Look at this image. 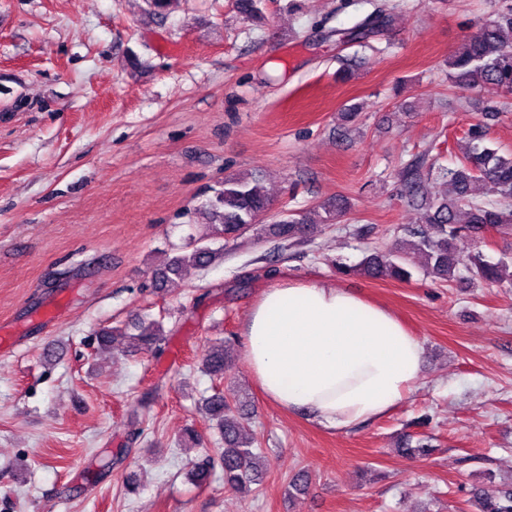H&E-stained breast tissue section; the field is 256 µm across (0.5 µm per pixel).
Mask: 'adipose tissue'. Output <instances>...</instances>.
<instances>
[{"instance_id":"1","label":"adipose tissue","mask_w":512,"mask_h":512,"mask_svg":"<svg viewBox=\"0 0 512 512\" xmlns=\"http://www.w3.org/2000/svg\"><path fill=\"white\" fill-rule=\"evenodd\" d=\"M244 338L251 373L278 408L338 429L395 407L424 359L420 341L387 309L314 282L267 288Z\"/></svg>"}]
</instances>
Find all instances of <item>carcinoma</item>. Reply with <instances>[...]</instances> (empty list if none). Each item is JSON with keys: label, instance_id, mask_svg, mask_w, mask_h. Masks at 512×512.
<instances>
[{"label": "carcinoma", "instance_id": "obj_1", "mask_svg": "<svg viewBox=\"0 0 512 512\" xmlns=\"http://www.w3.org/2000/svg\"><path fill=\"white\" fill-rule=\"evenodd\" d=\"M238 12L246 18L263 16L264 0H235ZM391 16L383 10L356 23L351 35L362 38L380 25L390 22ZM448 80L466 91H512V8L488 19L481 35L467 40L455 58L448 63ZM466 147L460 164L452 169L437 168L421 157L401 172L402 180L413 194L422 193L425 181L431 177L444 180L452 186L451 194L427 197L423 205L421 223L403 228L412 239V251L400 247L376 251L366 256L345 273H356L372 279L393 278L409 280L415 269L413 256L421 258L423 273L435 280L447 282L455 276L459 264L455 241L461 236L479 238L494 229L501 233L512 231V152H499L485 145L486 130L481 122L469 126ZM261 175L256 172L232 174L224 178L220 188L194 209V218L205 224L206 232L193 239L180 252L168 258L156 269L151 287L160 289L182 278L184 271L193 267L206 270L224 259V244L220 240L238 238L262 229L259 218L271 212L268 197L261 187ZM489 185L498 201L486 203L472 197L475 183ZM348 202L342 197L322 202L308 211L279 213L270 225V231L283 244L302 237L311 224H333L346 213ZM474 276L487 282H500L512 277L509 264L500 259L491 262L477 251L470 258ZM166 335L163 323L140 318L123 328L103 330L97 338L98 349H106L115 336H129L138 349L150 351ZM207 373L220 377L224 374V347L213 345L202 358ZM205 408L224 439V483L232 489L248 493L257 478L258 456L253 442L243 435L235 417L238 407L224 400V392L214 391L204 400ZM477 512H512V486L495 493L481 487L470 491Z\"/></svg>", "mask_w": 512, "mask_h": 512}]
</instances>
